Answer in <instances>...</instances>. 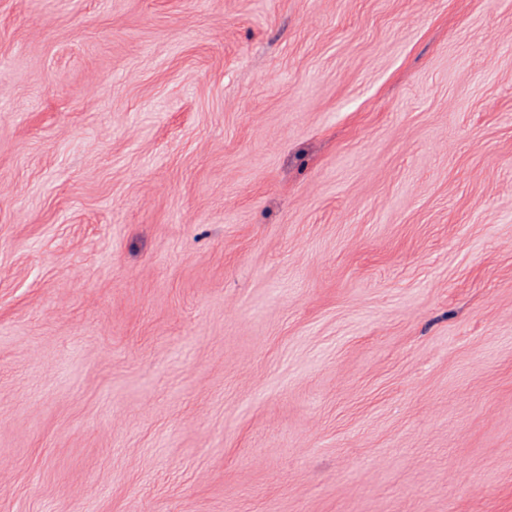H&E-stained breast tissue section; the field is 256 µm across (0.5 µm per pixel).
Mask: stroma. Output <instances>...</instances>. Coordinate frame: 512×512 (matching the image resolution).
Segmentation results:
<instances>
[{
    "label": "stroma",
    "instance_id": "35a3bbf8",
    "mask_svg": "<svg viewBox=\"0 0 512 512\" xmlns=\"http://www.w3.org/2000/svg\"><path fill=\"white\" fill-rule=\"evenodd\" d=\"M0 512H512V0H0Z\"/></svg>",
    "mask_w": 512,
    "mask_h": 512
}]
</instances>
